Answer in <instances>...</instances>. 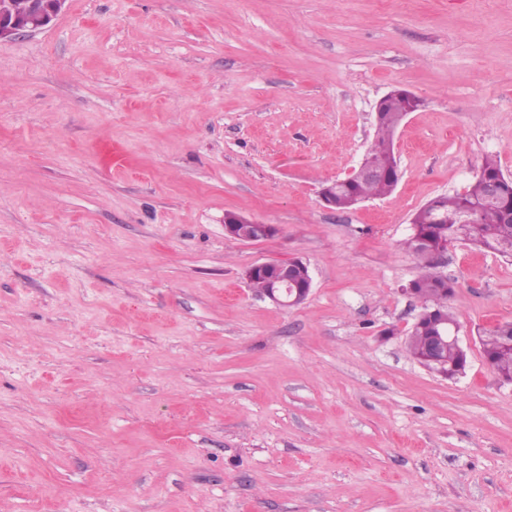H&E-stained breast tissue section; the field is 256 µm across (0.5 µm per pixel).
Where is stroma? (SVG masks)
<instances>
[{"mask_svg": "<svg viewBox=\"0 0 512 512\" xmlns=\"http://www.w3.org/2000/svg\"><path fill=\"white\" fill-rule=\"evenodd\" d=\"M395 88L397 188L326 207ZM488 157L512 176V0H67L0 41V512H512L478 340L512 262L438 263L463 377L404 344L411 217ZM289 258L284 310L245 273ZM277 228L264 224L235 212L224 215V234L234 240L243 242H261L273 237ZM249 285L261 281L251 288H260L258 295L274 304L291 308L305 302L312 288V277L308 265L299 259L262 262L250 267L246 274Z\"/></svg>", "mask_w": 512, "mask_h": 512, "instance_id": "35a3bbf8", "label": "stroma"}]
</instances>
